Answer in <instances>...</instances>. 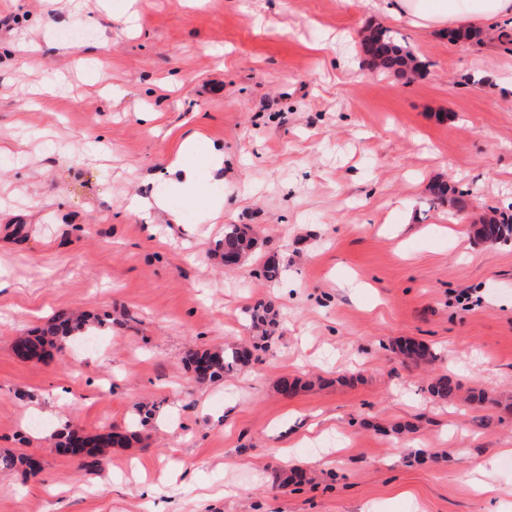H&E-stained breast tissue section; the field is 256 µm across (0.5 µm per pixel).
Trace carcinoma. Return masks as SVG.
<instances>
[{
    "instance_id": "cac0c4a2",
    "label": "carcinoma",
    "mask_w": 512,
    "mask_h": 512,
    "mask_svg": "<svg viewBox=\"0 0 512 512\" xmlns=\"http://www.w3.org/2000/svg\"><path fill=\"white\" fill-rule=\"evenodd\" d=\"M378 44L376 55L369 57L370 64L378 72L404 78L406 75L418 73L423 64L414 53L405 45L400 34L389 27L374 26L370 36L362 39V50L368 52L370 43ZM512 226V214L493 213L480 217V225L475 228L477 238L493 242L501 237L505 226ZM257 239L252 236V229L247 225L231 224L224 228V258H249L255 250ZM284 267L281 262L270 257L266 259L259 274L269 283L279 281L283 275ZM250 320L253 328L260 332L259 342L248 347H214L208 349H189L185 353L184 361L190 366L197 381L204 383L224 377L225 374L243 368L252 363L256 356L254 352L265 348L277 326V312L274 304L269 300H258L250 308ZM92 325L83 316L61 314L49 321L45 327L35 334L20 339V343L27 349L26 357L43 360L53 355V352L62 350L66 344L91 335ZM399 352L415 361L427 360L432 357L429 350L420 344L407 342L399 346ZM428 390L432 396L446 401L457 397L460 391L459 383L446 375H440L429 384ZM154 407L145 406L141 409L138 421L123 431L98 435L94 438L79 434L76 430L64 428L57 434L55 450L66 456L78 457L84 467H98L101 465L102 449L111 444L119 443L125 446L139 436L138 428L146 425L152 419ZM0 467L3 469L20 468L26 472H35L33 459L25 455H1Z\"/></svg>"
}]
</instances>
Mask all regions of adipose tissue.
<instances>
[{
    "label": "adipose tissue",
    "instance_id": "ef3b65f1",
    "mask_svg": "<svg viewBox=\"0 0 512 512\" xmlns=\"http://www.w3.org/2000/svg\"><path fill=\"white\" fill-rule=\"evenodd\" d=\"M388 11L433 32L512 19V0H387Z\"/></svg>",
    "mask_w": 512,
    "mask_h": 512
}]
</instances>
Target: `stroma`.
Returning <instances> with one entry per match:
<instances>
[{
    "instance_id": "stroma-1",
    "label": "stroma",
    "mask_w": 512,
    "mask_h": 512,
    "mask_svg": "<svg viewBox=\"0 0 512 512\" xmlns=\"http://www.w3.org/2000/svg\"><path fill=\"white\" fill-rule=\"evenodd\" d=\"M124 2L0 0V453L42 465L0 470V512H512V242L472 231L512 210V45L376 0H136L131 24ZM374 23L423 62L412 81L365 64ZM194 132L224 172L171 192L157 175ZM436 179L466 207L431 205ZM154 194L165 209L126 211ZM228 224L258 240L232 271ZM273 254L276 284L255 275ZM261 298L267 349L196 383L185 351L250 343ZM70 311L102 319L90 344L15 353ZM442 374L489 404L436 400ZM283 376L304 388L282 397ZM146 403L142 441L98 469L55 451L63 425L122 431ZM488 463L480 495L463 475Z\"/></svg>"
}]
</instances>
